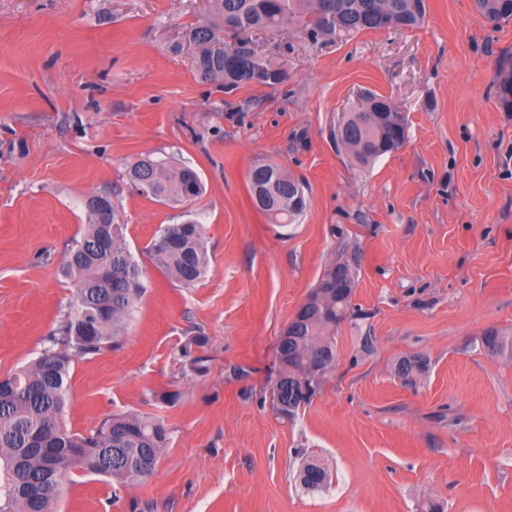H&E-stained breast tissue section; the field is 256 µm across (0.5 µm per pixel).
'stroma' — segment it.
Wrapping results in <instances>:
<instances>
[{"label":"stroma","mask_w":512,"mask_h":512,"mask_svg":"<svg viewBox=\"0 0 512 512\" xmlns=\"http://www.w3.org/2000/svg\"><path fill=\"white\" fill-rule=\"evenodd\" d=\"M426 5L414 29L252 32L290 77L227 93L197 76L185 38L210 0H0V376L46 347L84 203L107 193L144 292L119 344L72 365L64 421L87 432L137 413L169 430L150 478L116 491L74 475L58 512H512V359L482 345L512 340V110L494 85L512 20ZM364 90L407 122L404 146L366 167L335 137ZM144 156L192 167L203 194H139L127 167ZM262 162L303 183L297 223L255 205ZM190 217L210 262L188 287L146 248ZM344 260L357 277L336 364L281 418L279 337ZM199 333L202 374L178 357ZM412 356L426 368L406 383L396 365ZM311 458L328 473L316 489L298 480Z\"/></svg>","instance_id":"stroma-1"}]
</instances>
